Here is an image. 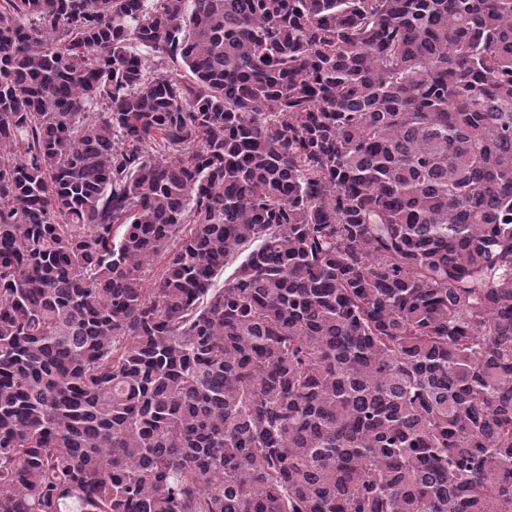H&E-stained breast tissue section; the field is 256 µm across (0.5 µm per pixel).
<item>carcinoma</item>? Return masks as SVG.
<instances>
[{
    "instance_id": "obj_1",
    "label": "carcinoma",
    "mask_w": 512,
    "mask_h": 512,
    "mask_svg": "<svg viewBox=\"0 0 512 512\" xmlns=\"http://www.w3.org/2000/svg\"><path fill=\"white\" fill-rule=\"evenodd\" d=\"M0 512H512V0H0Z\"/></svg>"
}]
</instances>
